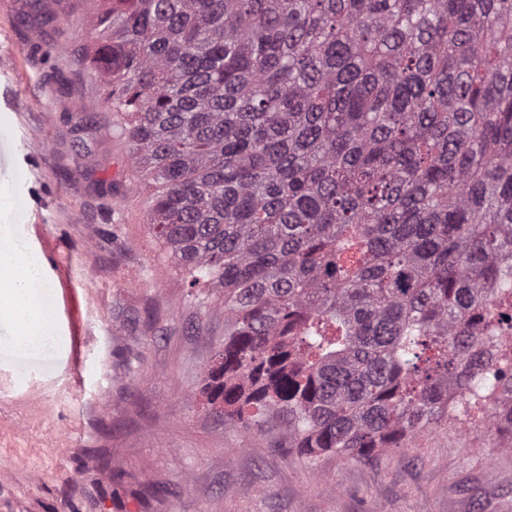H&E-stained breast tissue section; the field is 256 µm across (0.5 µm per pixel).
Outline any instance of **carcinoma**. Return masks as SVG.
Here are the masks:
<instances>
[{"label": "carcinoma", "instance_id": "carcinoma-1", "mask_svg": "<svg viewBox=\"0 0 512 512\" xmlns=\"http://www.w3.org/2000/svg\"><path fill=\"white\" fill-rule=\"evenodd\" d=\"M92 2L151 223L221 288L209 404L312 465L491 403L512 447V0Z\"/></svg>", "mask_w": 512, "mask_h": 512}]
</instances>
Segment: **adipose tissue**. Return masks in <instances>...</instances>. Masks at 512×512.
I'll return each mask as SVG.
<instances>
[{"label": "adipose tissue", "instance_id": "1", "mask_svg": "<svg viewBox=\"0 0 512 512\" xmlns=\"http://www.w3.org/2000/svg\"><path fill=\"white\" fill-rule=\"evenodd\" d=\"M40 262L19 243L0 251V306L11 312L16 324L15 350L39 355L58 339L50 289L38 287Z\"/></svg>", "mask_w": 512, "mask_h": 512}]
</instances>
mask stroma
Instances as JSON below:
<instances>
[{
    "label": "stroma",
    "mask_w": 512,
    "mask_h": 512,
    "mask_svg": "<svg viewBox=\"0 0 512 512\" xmlns=\"http://www.w3.org/2000/svg\"><path fill=\"white\" fill-rule=\"evenodd\" d=\"M86 2L52 0L41 34L25 0H0V192L25 185L13 234L56 254L60 335L19 359L0 314V512H512V448L483 434L312 465L207 406L224 310L199 314L155 234L82 60Z\"/></svg>",
    "instance_id": "stroma-1"
}]
</instances>
